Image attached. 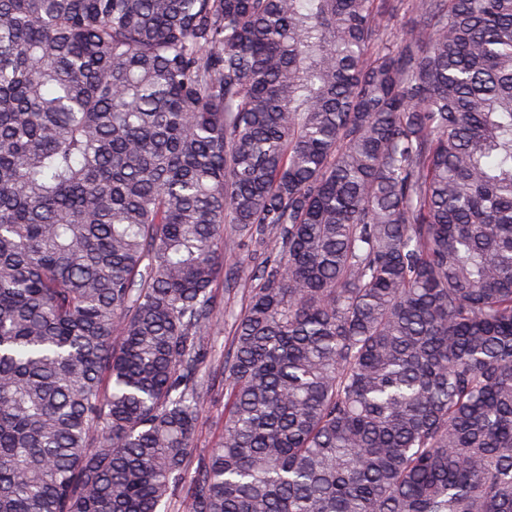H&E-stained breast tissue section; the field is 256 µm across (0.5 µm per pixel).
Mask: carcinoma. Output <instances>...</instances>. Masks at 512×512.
Returning a JSON list of instances; mask_svg holds the SVG:
<instances>
[{"label":"carcinoma","mask_w":512,"mask_h":512,"mask_svg":"<svg viewBox=\"0 0 512 512\" xmlns=\"http://www.w3.org/2000/svg\"><path fill=\"white\" fill-rule=\"evenodd\" d=\"M179 492L512 512V0H0V512ZM252 246L247 247L239 246L238 237L232 238L224 246V257L226 261V272L229 269L241 265L238 274L229 275L225 277L224 270L215 283V288L218 291V296L223 300V309H221L216 319V325L211 336L213 349L216 353V359H224V351H226L231 343L233 334L232 322L224 317V308L234 309L240 312L247 302V288H250V280L246 278V272H242L246 263L251 259L253 253ZM224 261V264H225ZM207 393L203 403V416L195 438V448H212L216 443L224 420V374L222 366L214 363L204 375Z\"/></svg>","instance_id":"obj_1"}]
</instances>
